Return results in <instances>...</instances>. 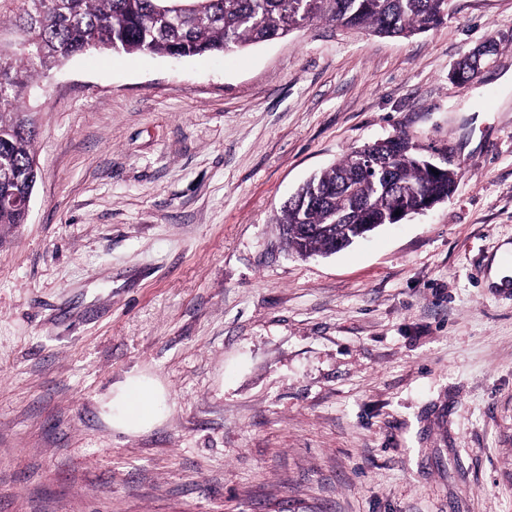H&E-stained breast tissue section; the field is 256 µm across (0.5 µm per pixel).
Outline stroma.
I'll list each match as a JSON object with an SVG mask.
<instances>
[{
  "label": "stroma",
  "instance_id": "1",
  "mask_svg": "<svg viewBox=\"0 0 512 512\" xmlns=\"http://www.w3.org/2000/svg\"><path fill=\"white\" fill-rule=\"evenodd\" d=\"M39 104L29 217L0 226V512H512V0L77 55ZM400 132L454 194L298 257L284 203ZM136 377L158 418L126 432Z\"/></svg>",
  "mask_w": 512,
  "mask_h": 512
}]
</instances>
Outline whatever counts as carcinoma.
Here are the masks:
<instances>
[{"mask_svg":"<svg viewBox=\"0 0 512 512\" xmlns=\"http://www.w3.org/2000/svg\"><path fill=\"white\" fill-rule=\"evenodd\" d=\"M158 0H0V197L36 183L31 105L35 76L94 51L201 56L242 50L287 36L315 19L386 37L432 30L448 0H187L162 13ZM365 145L314 176L282 207L288 246L298 255L327 253L343 230L391 224L395 212L418 213L424 200L455 192L458 170L434 173L408 139L382 149L375 170L360 163ZM342 223L331 224L333 219ZM25 212L0 204V224H23Z\"/></svg>","mask_w":512,"mask_h":512,"instance_id":"1","label":"carcinoma"}]
</instances>
